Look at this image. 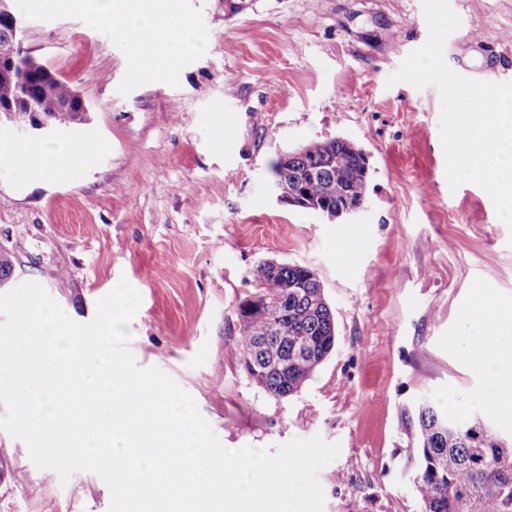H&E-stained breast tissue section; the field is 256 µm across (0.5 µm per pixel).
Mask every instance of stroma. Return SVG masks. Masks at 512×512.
<instances>
[{"mask_svg":"<svg viewBox=\"0 0 512 512\" xmlns=\"http://www.w3.org/2000/svg\"><path fill=\"white\" fill-rule=\"evenodd\" d=\"M202 34L175 65L141 64L121 29L88 22L68 0H14L23 46L79 92L87 122L0 140V247L11 286L40 283L75 321L93 319L120 279L141 297L128 347L196 401L224 446L339 443L320 470L324 512H417L401 481L400 406L426 395L452 415H482L495 357L466 303L512 301V232L490 196L450 189L438 91L388 85L428 37L421 0H175ZM461 25L445 44L462 76L512 82V0H450ZM344 137L367 154L368 198L336 221L279 200L268 164ZM92 142L85 167L37 178L28 147ZM261 260L311 267L336 324L311 380L275 398L236 352L237 306ZM0 512H109L95 473L68 482L37 468L0 431Z\"/></svg>","mask_w":512,"mask_h":512,"instance_id":"1","label":"stroma"}]
</instances>
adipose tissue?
<instances>
[{
	"instance_id": "ef3b65f1",
	"label": "adipose tissue",
	"mask_w": 512,
	"mask_h": 512,
	"mask_svg": "<svg viewBox=\"0 0 512 512\" xmlns=\"http://www.w3.org/2000/svg\"><path fill=\"white\" fill-rule=\"evenodd\" d=\"M89 21L107 17L122 30H136L156 41L161 50L175 57L183 51L199 47L201 37L189 26L172 16L168 0H81ZM89 150L76 146L53 152L35 144L27 151V159L40 177L62 179L84 165ZM466 323H478L489 350L504 354L512 351V335H503V328H512V304L497 301L481 293L467 307Z\"/></svg>"
}]
</instances>
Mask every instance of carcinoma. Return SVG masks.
<instances>
[{
	"instance_id": "cac0c4a2",
	"label": "carcinoma",
	"mask_w": 512,
	"mask_h": 512,
	"mask_svg": "<svg viewBox=\"0 0 512 512\" xmlns=\"http://www.w3.org/2000/svg\"><path fill=\"white\" fill-rule=\"evenodd\" d=\"M27 99L16 72L0 70V130H11L9 108L35 106V118L53 126L83 123L88 112L66 81L25 54ZM271 183L293 192L304 184L311 199L298 207L337 216L361 209L367 200L369 166L353 142L331 137L279 155L268 166ZM254 291L237 307L236 350L243 366L256 367L255 383L275 398L298 392L331 354L336 342L334 316L319 279L306 266L281 264L272 272L259 261L247 271ZM280 301L270 319L263 299ZM398 427L405 439L407 481L419 512H512V439L475 421L463 424L428 398L404 406Z\"/></svg>"
}]
</instances>
